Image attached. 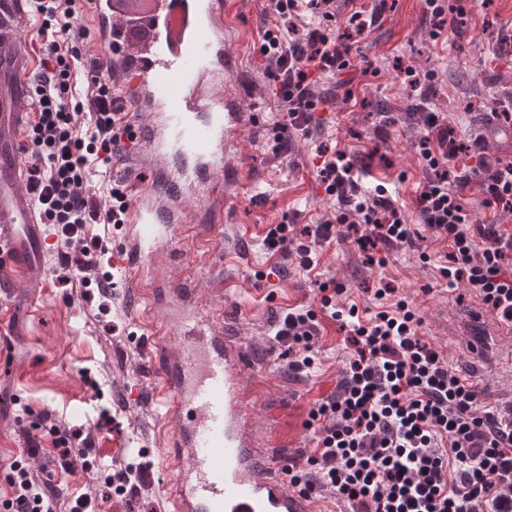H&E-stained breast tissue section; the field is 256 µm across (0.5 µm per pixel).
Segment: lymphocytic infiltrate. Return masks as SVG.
<instances>
[{
	"mask_svg": "<svg viewBox=\"0 0 512 512\" xmlns=\"http://www.w3.org/2000/svg\"><path fill=\"white\" fill-rule=\"evenodd\" d=\"M348 6L345 39L323 26L298 29L299 0H271L280 25L266 29L260 52L279 85L280 109L287 115L277 126L279 149H287L291 131H308L326 102L313 91L314 74H341L349 67L351 37L365 33L382 18L381 10L363 15L355 0ZM42 18L43 74L33 88L37 120L31 128L29 187L46 223L55 225L64 244L78 248L85 266L95 259L85 247L83 231L98 222L122 224L129 206L120 185L109 191L107 206L90 194L88 161L111 167L131 135L125 109L112 92L98 59H83L74 19L77 11L62 0H33ZM92 74L94 98L77 91L78 76ZM419 157L429 170L419 185L415 208L422 224L446 239L452 251L439 273L448 283L467 281L481 305L498 322L512 323V232L490 221L472 225L463 191L477 186L490 212L512 213V162L490 157L481 140L465 144L457 123L445 113L424 115ZM472 150L475 166L459 165ZM355 165L341 151L321 168L329 195L340 207L335 222L308 229V243L295 244L289 225L271 227L268 248L289 252L300 268L313 266L318 249L334 224L360 228L356 239L366 253L378 247L415 246L416 241L397 199L386 188L360 192ZM328 284H320L321 304L332 318L349 321L352 348L335 394L316 403L309 414L317 444L305 453L304 466L288 465L289 485L313 498L331 491L357 512H512V414L503 416L480 406L474 387L448 367L447 360L418 334L422 319L406 300L358 321L356 308H335ZM317 314L292 308L270 326L272 341L287 345L291 370L314 363ZM58 446V476H37L31 466L39 444L0 460V512H59L62 486L77 473H92L95 457L88 448L70 449L68 429L50 425Z\"/></svg>",
	"mask_w": 512,
	"mask_h": 512,
	"instance_id": "lymphocytic-infiltrate-1",
	"label": "lymphocytic infiltrate"
}]
</instances>
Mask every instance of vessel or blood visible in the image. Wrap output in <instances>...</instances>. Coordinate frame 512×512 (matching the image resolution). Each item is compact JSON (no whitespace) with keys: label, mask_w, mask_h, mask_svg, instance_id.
<instances>
[{"label":"vessel or blood","mask_w":512,"mask_h":512,"mask_svg":"<svg viewBox=\"0 0 512 512\" xmlns=\"http://www.w3.org/2000/svg\"><path fill=\"white\" fill-rule=\"evenodd\" d=\"M76 2L91 53L136 116L128 159L149 166L111 263L129 272L128 286L147 309L137 323L151 338L155 400L171 423L159 456L176 471L172 512H315L275 464L254 462L257 395L242 382L241 352L217 330L214 313L197 306L192 280L164 287L155 276L184 243L223 247L225 149L244 117L223 94L228 0H150L134 28L113 13L112 0ZM29 15V0H0V248L21 272L52 250L24 185L22 135L32 114L20 76L34 65L23 38ZM200 195L206 216L195 219L187 203ZM161 305L170 314L154 319Z\"/></svg>","instance_id":"b4317fda"}]
</instances>
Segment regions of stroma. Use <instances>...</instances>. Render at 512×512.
I'll return each instance as SVG.
<instances>
[{"instance_id":"obj_1","label":"stroma","mask_w":512,"mask_h":512,"mask_svg":"<svg viewBox=\"0 0 512 512\" xmlns=\"http://www.w3.org/2000/svg\"><path fill=\"white\" fill-rule=\"evenodd\" d=\"M472 12L460 37L431 36L424 0H388L380 24L361 36L352 63L361 75L344 93L333 76H321L317 91L332 102L315 115L310 135L295 134L288 152L273 149L276 127L283 121L274 81L259 51L262 23H275L269 0H232L225 18L233 70L225 94L244 113L231 134L224 174L223 256L208 265L175 261L162 270L174 279L191 272L202 307L217 311V325L230 344L245 350L250 365L247 385L261 387L251 432L259 464L299 459L313 447L306 422L314 404L333 393L349 354L341 324L323 311L318 283L340 287V307L357 306L361 319L380 311L373 296L381 283H391L398 297L419 312V334L439 351L460 377L471 378L482 406L494 412L512 407V339L493 346V361L471 349L473 336H496L497 321L481 310L480 300L465 282L448 287L438 267L450 247L420 224L414 193L426 171L416 152L424 133L421 108L459 118L464 143L483 137L491 154L512 161V122L501 114L512 101V54L495 55L501 29L512 31V0H472ZM343 151L362 183L394 189L417 248L390 250L385 265L369 264L353 233L337 227L324 243L317 265L298 267L287 254L262 245L271 224L293 225L296 235L307 227L335 220L336 197L328 195L320 177L324 154ZM103 253L97 267L80 270L78 254L50 256L44 271L31 273L27 287L0 281V459L24 448L28 437L41 436L43 452L32 467L44 477L58 470L46 422L90 434L105 463L143 462L157 453L156 437L167 425L151 399L153 378L148 366L150 340L125 300V276L112 272L111 295L77 287L78 278L95 279L109 271L108 254L119 231L93 224ZM306 306L317 313L311 371L288 369L285 345L269 341L267 329L281 311ZM110 412L106 428L96 429L101 409ZM171 474L150 469L144 486L129 500L103 503L102 512H167L164 484Z\"/></svg>"}]
</instances>
